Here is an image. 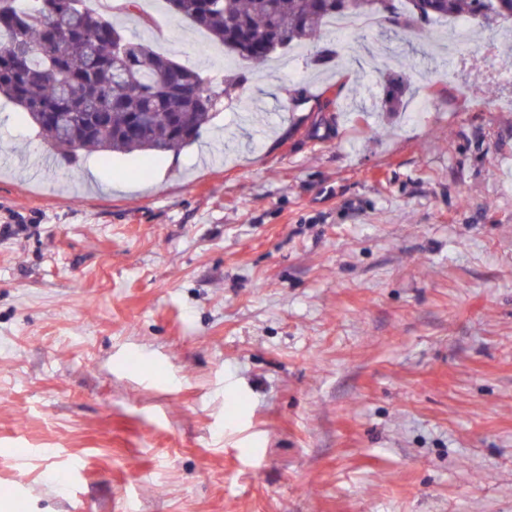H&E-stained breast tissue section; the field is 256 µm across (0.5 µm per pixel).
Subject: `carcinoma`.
<instances>
[{
    "mask_svg": "<svg viewBox=\"0 0 512 512\" xmlns=\"http://www.w3.org/2000/svg\"><path fill=\"white\" fill-rule=\"evenodd\" d=\"M171 12L204 29L238 58L267 61L277 35L286 46L317 48L315 61L331 57L319 47L328 20L376 12L371 0H166ZM0 0V97L56 151L75 157L85 148L100 160L138 152L161 156L199 140L212 119L208 103L230 93L199 70L158 53L141 41L123 39L121 27L101 14L95 0ZM393 7L395 37L427 21L468 17L489 36L512 19V0H405ZM406 73L385 76L383 102L396 109L409 91Z\"/></svg>",
    "mask_w": 512,
    "mask_h": 512,
    "instance_id": "obj_1",
    "label": "carcinoma"
}]
</instances>
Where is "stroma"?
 Wrapping results in <instances>:
<instances>
[{
  "mask_svg": "<svg viewBox=\"0 0 512 512\" xmlns=\"http://www.w3.org/2000/svg\"><path fill=\"white\" fill-rule=\"evenodd\" d=\"M121 21L240 91L143 177L0 99V512H512V38L378 24L322 81ZM386 94L383 102L387 111H394L400 99L409 91L411 78L405 72L390 73L384 76Z\"/></svg>",
  "mask_w": 512,
  "mask_h": 512,
  "instance_id": "obj_1",
  "label": "stroma"
}]
</instances>
